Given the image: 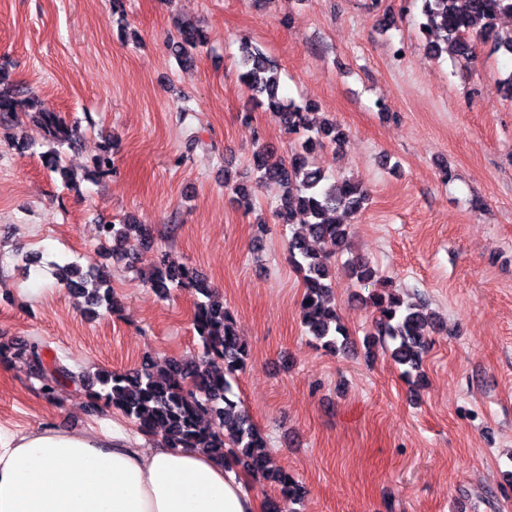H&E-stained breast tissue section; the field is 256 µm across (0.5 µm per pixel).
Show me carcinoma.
Here are the masks:
<instances>
[{"instance_id": "1", "label": "carcinoma", "mask_w": 512, "mask_h": 512, "mask_svg": "<svg viewBox=\"0 0 512 512\" xmlns=\"http://www.w3.org/2000/svg\"><path fill=\"white\" fill-rule=\"evenodd\" d=\"M421 2L423 21L419 32L428 56L439 58L446 54L468 62L478 43L512 55V29L499 25L502 16L512 15V0ZM207 43V33L202 28L190 22L179 25L175 52L183 63L193 62L194 53ZM239 66V80L252 93L256 105L274 111L288 134L303 135L305 139L294 144L286 159L278 156L274 146L257 143L250 159L255 178L227 166L224 187L236 196L247 197L260 187L275 185L280 189L275 207L278 223L293 224L297 215L307 216L300 230L288 240L289 261L302 280L299 316L308 335L322 343L325 350L339 353L347 348L349 335L336 306L332 257L344 250L350 233L348 219L363 209L367 195L354 178L329 180L310 161V154L316 147L341 148L347 134L334 121L316 123L313 106L301 107L279 96L278 71L260 46L244 44ZM27 122L50 144H69L80 134L76 123L42 109L36 95L0 87V125ZM93 166L99 173L113 169L111 147H104L94 158ZM149 234L148 225L128 215L122 223L110 225L102 239L106 244L112 243V249L124 250ZM345 269L357 285L371 287L363 298L372 309L375 323L367 345L393 343L391 358L404 367V375L409 379L421 376L423 354L430 347L432 336L445 331L441 317L420 303L407 301L368 260L352 258ZM62 277L89 299L94 306L90 313L97 308H118L103 270L92 268L84 272L77 265H68L62 269ZM144 281L162 298L174 288L203 297L195 302L192 316L193 328L203 343L202 353L187 361L148 360L141 369L130 373L102 370L98 374L100 391L91 396L90 409H96L102 401L134 421L142 433H161L170 448H199L224 461L233 459L248 473L279 488L280 501L271 512H283L285 504L288 512H294L291 505L305 497L306 487L291 473L270 467L266 438L240 402L232 399L231 380L246 367L250 348L241 339L224 300L195 267L176 264L165 253ZM0 358L28 364L48 398L69 384L82 385L80 376L39 342L14 349L0 344Z\"/></svg>"}]
</instances>
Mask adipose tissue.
<instances>
[{
  "label": "adipose tissue",
  "instance_id": "ef3b65f1",
  "mask_svg": "<svg viewBox=\"0 0 512 512\" xmlns=\"http://www.w3.org/2000/svg\"><path fill=\"white\" fill-rule=\"evenodd\" d=\"M233 470L196 448H144L120 428L0 433V512H261Z\"/></svg>",
  "mask_w": 512,
  "mask_h": 512
}]
</instances>
